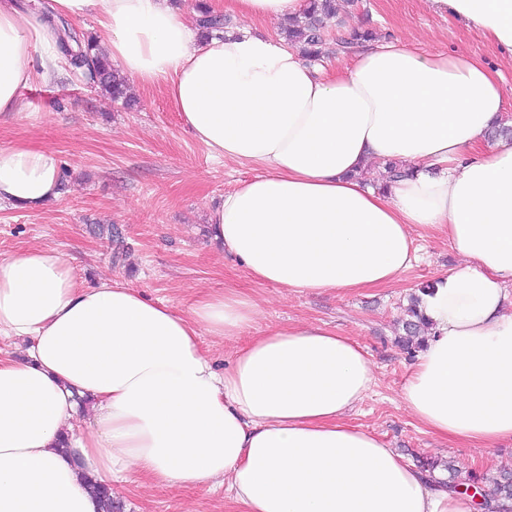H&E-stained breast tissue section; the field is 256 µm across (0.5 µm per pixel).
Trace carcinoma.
Listing matches in <instances>:
<instances>
[{"mask_svg": "<svg viewBox=\"0 0 512 512\" xmlns=\"http://www.w3.org/2000/svg\"><path fill=\"white\" fill-rule=\"evenodd\" d=\"M200 13L199 27L206 32L219 31L229 24L227 17L214 14L204 2L196 5ZM336 16V0H310V7L301 15L290 17L283 28L287 43L299 48L309 59H316L324 52L323 32L329 20ZM59 50L69 65L81 72L91 84L108 92L112 100H126L125 79L102 53L91 37L85 39L74 29L62 26ZM419 298H414L407 309L408 318L403 324V346L412 355L422 347L426 322L418 311ZM494 489L483 493L478 508L483 512H512V471H501L492 478Z\"/></svg>", "mask_w": 512, "mask_h": 512, "instance_id": "carcinoma-1", "label": "carcinoma"}]
</instances>
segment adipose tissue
<instances>
[{"label":"adipose tissue","mask_w":512,"mask_h":512,"mask_svg":"<svg viewBox=\"0 0 512 512\" xmlns=\"http://www.w3.org/2000/svg\"><path fill=\"white\" fill-rule=\"evenodd\" d=\"M512 57V0H426ZM238 20L204 39L170 0H0V121L62 71L56 19L95 17L131 82L162 86L217 162L261 172L209 208L214 242L257 282L346 293L396 283L417 236L453 266L421 294L425 341L400 391L445 441L512 445V139L482 59L414 38L368 41L333 72L254 19L308 0H210ZM394 161L406 175L382 182ZM56 151L0 146V205L39 211L63 191ZM260 310L227 289L179 311L118 278L85 284L69 254L0 257V512H102L88 480L221 488L240 512H476L379 436L348 424L375 372L319 325L255 334ZM236 340L224 370L202 336Z\"/></svg>","instance_id":"adipose-tissue-1"}]
</instances>
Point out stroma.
Returning <instances> with one entry per match:
<instances>
[{"label":"stroma","mask_w":512,"mask_h":512,"mask_svg":"<svg viewBox=\"0 0 512 512\" xmlns=\"http://www.w3.org/2000/svg\"><path fill=\"white\" fill-rule=\"evenodd\" d=\"M351 26L387 39L412 34L434 51L477 56L500 73L512 100V60L462 17L434 12L425 0H352L326 28L321 66L333 70L347 61L336 44ZM130 94L128 107L74 74L23 89L30 107L0 123V145L23 141L55 150L69 190L40 212L1 207L0 256L57 249L73 257L86 283L109 275L183 311L201 294L237 288L259 301L258 329L318 323L339 330L360 344L376 376L372 395L349 424L380 436L408 461L449 462L462 479L512 469V445L489 452L437 439L400 401L413 364L398 343L402 322L419 284L454 264L446 238L418 239L417 261L388 288L343 294L258 283L214 246L207 224L210 202L258 174V167L212 160L184 129L162 86H138ZM108 224L117 229L111 239L101 233ZM117 504L120 512H238L220 489L157 488L137 479L122 483Z\"/></svg>","instance_id":"1"}]
</instances>
